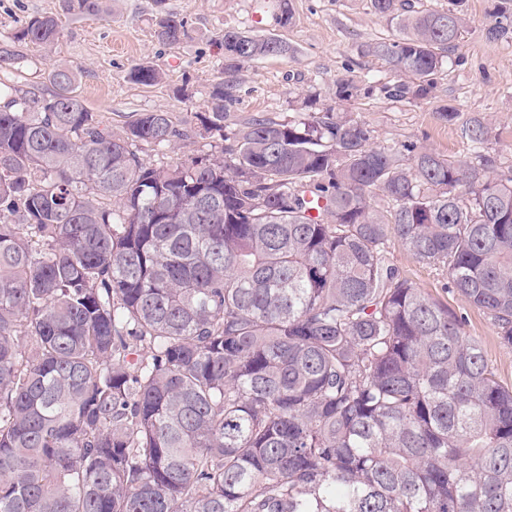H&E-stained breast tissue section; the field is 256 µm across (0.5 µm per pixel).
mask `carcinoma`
Masks as SVG:
<instances>
[{
  "label": "carcinoma",
  "mask_w": 512,
  "mask_h": 512,
  "mask_svg": "<svg viewBox=\"0 0 512 512\" xmlns=\"http://www.w3.org/2000/svg\"><path fill=\"white\" fill-rule=\"evenodd\" d=\"M462 5L371 0L398 31L373 52L413 80L402 93L433 88ZM61 33L27 17L0 63ZM154 33L187 37L164 10ZM221 42L229 76L288 53ZM49 81L48 97L0 82V512H512V387L389 252L446 269L512 347V174L374 147L331 108L226 133L222 82L193 113L221 155L154 164L143 148L188 127L141 112L116 133L72 71ZM468 132L479 148L492 129Z\"/></svg>",
  "instance_id": "carcinoma-1"
}]
</instances>
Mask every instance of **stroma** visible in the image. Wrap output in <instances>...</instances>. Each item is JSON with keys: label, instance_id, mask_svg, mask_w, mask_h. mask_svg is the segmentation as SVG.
Here are the masks:
<instances>
[{"label": "stroma", "instance_id": "1", "mask_svg": "<svg viewBox=\"0 0 512 512\" xmlns=\"http://www.w3.org/2000/svg\"><path fill=\"white\" fill-rule=\"evenodd\" d=\"M284 1L293 14L285 26L279 22ZM503 3L467 0L466 27L424 99L385 93V86L406 83L407 78L368 51L395 35L394 24L378 17L370 0H164L160 5L155 0H107V15L82 18L64 14L62 0H0V32L36 14L60 16L63 25L53 47L20 45L18 62L0 68V81L46 93L50 73L66 67L75 74L76 94L113 129H121L138 112H169L188 121L207 108L221 78L220 34L262 33L285 43L288 53L251 61L234 75L237 102L226 126L253 116L293 120L310 109L331 107L366 122L374 146L396 149L412 140L463 161L480 152L503 173L512 170V32L498 38L487 35ZM161 10L185 20L186 39L168 45L155 38ZM260 10L267 20L259 28L252 15ZM137 63L162 72L163 81L153 86L129 81L127 73ZM344 78L359 91L341 102L336 82ZM443 105L458 109L454 122L440 119ZM475 119L493 124L496 132L479 149L466 133ZM389 251L414 285L465 317L467 334L481 342L500 381L511 387L512 348L500 344L491 320L457 291L446 289L445 269L419 263L395 243Z\"/></svg>", "mask_w": 512, "mask_h": 512}]
</instances>
